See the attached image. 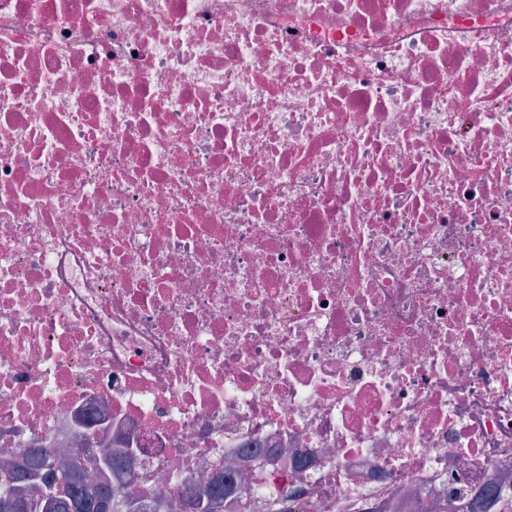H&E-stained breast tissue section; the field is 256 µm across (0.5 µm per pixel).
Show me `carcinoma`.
<instances>
[{
    "instance_id": "1",
    "label": "carcinoma",
    "mask_w": 512,
    "mask_h": 512,
    "mask_svg": "<svg viewBox=\"0 0 512 512\" xmlns=\"http://www.w3.org/2000/svg\"><path fill=\"white\" fill-rule=\"evenodd\" d=\"M118 464L117 452L101 449L98 466L85 469L79 455H65L47 448L40 455L0 461V512H226L233 508L224 482L237 481L232 471L212 478L207 489L174 497L138 489L111 486L110 475ZM253 497L261 512H280L274 488L255 486Z\"/></svg>"
}]
</instances>
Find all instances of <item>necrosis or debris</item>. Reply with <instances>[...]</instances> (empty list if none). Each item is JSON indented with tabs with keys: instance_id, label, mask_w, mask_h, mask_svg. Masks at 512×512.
I'll list each match as a JSON object with an SVG mask.
<instances>
[{
	"instance_id": "obj_1",
	"label": "necrosis or debris",
	"mask_w": 512,
	"mask_h": 512,
	"mask_svg": "<svg viewBox=\"0 0 512 512\" xmlns=\"http://www.w3.org/2000/svg\"><path fill=\"white\" fill-rule=\"evenodd\" d=\"M77 446L512 496V0H0V458Z\"/></svg>"
}]
</instances>
